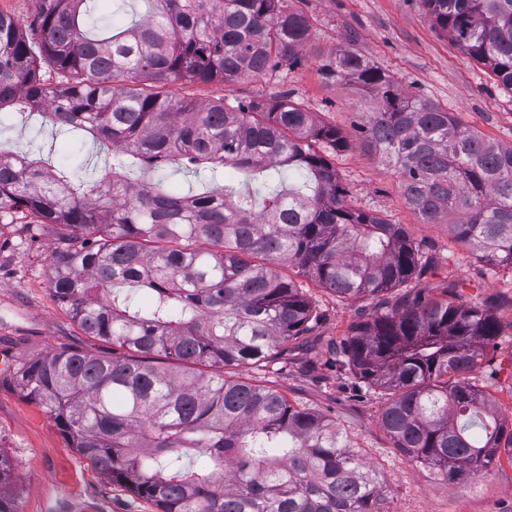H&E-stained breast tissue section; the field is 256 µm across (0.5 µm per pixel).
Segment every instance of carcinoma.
<instances>
[{
  "instance_id": "1",
  "label": "carcinoma",
  "mask_w": 512,
  "mask_h": 512,
  "mask_svg": "<svg viewBox=\"0 0 512 512\" xmlns=\"http://www.w3.org/2000/svg\"><path fill=\"white\" fill-rule=\"evenodd\" d=\"M95 0H35L23 29L0 10V133L40 116L117 152L104 170L53 173L0 149V224L29 217L65 229L52 251L54 298L112 356L58 351L12 373L74 448L109 481L160 512H388L378 472L336 420L261 380L320 319L286 264L340 298H377L431 267L401 224L349 206L328 156L349 137L287 95L232 106L166 90L181 82L273 77L298 60L310 21L288 0H145L130 28L89 24ZM432 24L512 90V0H423ZM56 84L42 78V65ZM323 75L372 104L360 143L401 176L408 206L493 267L512 268V147L433 101L404 92L359 53L336 50ZM285 167L302 179L262 193L250 182L187 195L148 174ZM137 166L147 177L132 183ZM146 307L130 309L124 288ZM495 305L458 286L360 317L336 349L390 401L393 445L450 483L507 456L512 429L476 372L497 345ZM180 452L206 472L171 469ZM16 466L0 450V512H16Z\"/></svg>"
}]
</instances>
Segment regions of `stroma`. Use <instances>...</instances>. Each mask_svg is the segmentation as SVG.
I'll list each match as a JSON object with an SVG mask.
<instances>
[{
	"label": "stroma",
	"mask_w": 512,
	"mask_h": 512,
	"mask_svg": "<svg viewBox=\"0 0 512 512\" xmlns=\"http://www.w3.org/2000/svg\"><path fill=\"white\" fill-rule=\"evenodd\" d=\"M293 5L311 23L298 63L282 64L271 81L186 84L179 95L235 105L288 93L352 139V147L332 159L348 203L404 225L411 239L436 257L414 290L441 300L452 283L461 282L466 295L496 304L503 326L499 347L484 356L478 376L495 398L499 417L512 425V270L487 265L450 237L447 225L421 223L405 202L398 172L355 142L353 124L368 104L326 79L321 66L338 48L353 49L406 93L448 108L465 126L504 147L512 146V91L432 24L423 0H294ZM11 137L15 151L73 169L88 156H108L85 133H59L48 123L37 132L15 127ZM60 231L55 224H32L21 232L11 224L0 228V450L17 466V510L159 512L70 448L46 409L24 399L10 380L17 366L51 350L112 353L111 344L86 336L52 296L49 259ZM302 285L322 319L305 350L289 355L287 368L273 377V388L291 402L336 417L364 460L377 468L388 512H512V461L501 460L471 482L449 483L394 448L380 424L387 395L366 391L336 365L332 353L350 323L379 310V301L342 299L308 279Z\"/></svg>",
	"instance_id": "stroma-1"
}]
</instances>
